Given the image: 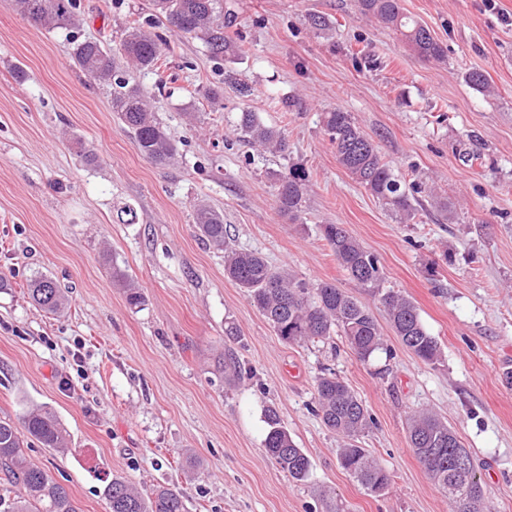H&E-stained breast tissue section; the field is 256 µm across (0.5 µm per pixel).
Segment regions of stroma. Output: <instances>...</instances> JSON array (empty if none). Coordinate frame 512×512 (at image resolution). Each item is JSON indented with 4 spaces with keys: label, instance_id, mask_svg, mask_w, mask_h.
<instances>
[{
    "label": "stroma",
    "instance_id": "obj_1",
    "mask_svg": "<svg viewBox=\"0 0 512 512\" xmlns=\"http://www.w3.org/2000/svg\"><path fill=\"white\" fill-rule=\"evenodd\" d=\"M76 28H35L0 0V419L51 409L70 436L62 453L31 443L83 512H106V479L143 493L179 487L187 512H323L320 489L345 512H450L414 455L411 413L444 417L474 459L492 512H512V0H401L447 49L414 57L358 0H222L240 51L214 62L204 44L164 25L159 71L137 74L177 146L150 163L87 83L74 42L106 43L118 67L125 29L150 0H77ZM329 18L312 32L308 14ZM487 77L485 94L467 81ZM216 91L218 100L208 97ZM350 112L399 178L425 182L404 223L337 163L325 112ZM280 129L287 157L238 142L240 112ZM96 160L87 163L83 150ZM309 173L298 221L276 207L273 174ZM223 213L233 247L260 253L366 304L385 352L361 362L345 340L288 344L224 274V254L194 228L196 204ZM131 207L133 223L120 221ZM340 224L380 260L436 337L420 361L382 305L348 277L322 225ZM111 254L141 288L130 308L113 286ZM45 273L67 291L59 314L27 283ZM332 370L373 420L361 445L389 471L380 495L340 464V437L316 413L315 378ZM308 455L309 480L266 453V408Z\"/></svg>",
    "mask_w": 512,
    "mask_h": 512
}]
</instances>
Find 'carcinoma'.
Listing matches in <instances>:
<instances>
[{
    "instance_id": "carcinoma-1",
    "label": "carcinoma",
    "mask_w": 512,
    "mask_h": 512,
    "mask_svg": "<svg viewBox=\"0 0 512 512\" xmlns=\"http://www.w3.org/2000/svg\"><path fill=\"white\" fill-rule=\"evenodd\" d=\"M17 12L35 27L63 28L74 24L77 0H14ZM155 17H163L169 28L205 44L210 58L231 59L236 43L224 35L228 21L219 0H153ZM360 13L376 19L406 44L413 55L426 61L443 62L446 48L428 26L406 15L400 0H359ZM135 23L122 37L121 50L138 72H156L161 66V42L144 26ZM75 65L91 83H112V111L133 134L140 153L156 166L168 165L177 148L162 123L150 111L139 82L128 71L116 69L110 52L98 41L84 40L73 48ZM323 126L337 162L384 206L409 222L416 216L414 195L422 185L396 176L372 140L340 108L324 114ZM236 130L240 138L264 150L288 154V142L277 129L264 124L254 112H242ZM278 211L296 220L306 208L309 175L300 166L273 174ZM194 223L209 244L224 250V275L244 289L277 336L295 344L334 335L345 339L358 360L369 361L384 349L383 336L371 310L330 282L311 284L285 268L271 266L262 256L229 246L224 216L205 205L195 207ZM337 262L384 307L390 325L418 359L435 364L441 348L423 324L414 303L384 288V272L378 257L367 250L340 224L321 228ZM112 283L121 288L128 306L138 308L144 295L123 270L112 266ZM32 301L49 313L65 307V294L55 279L39 274L30 281ZM318 413L323 424L344 440L339 449L341 466L369 492L380 495L388 487L389 473L366 448L356 444L372 424L370 415L354 391L334 373H322L315 381ZM270 429L263 441L267 453L288 475L308 478L311 462L288 431L280 426L274 411H268ZM44 448L66 451L69 434L48 408H36L16 425L0 419V472L14 487L0 495V512H83L69 490L43 467L32 462L24 450L25 439ZM411 447L435 485L448 497L451 512H486L485 491L476 469L460 472L453 466L458 455H470L448 422L429 412L411 419ZM103 496L107 512H184L182 492L157 486L145 495L122 477L106 481Z\"/></svg>"
}]
</instances>
